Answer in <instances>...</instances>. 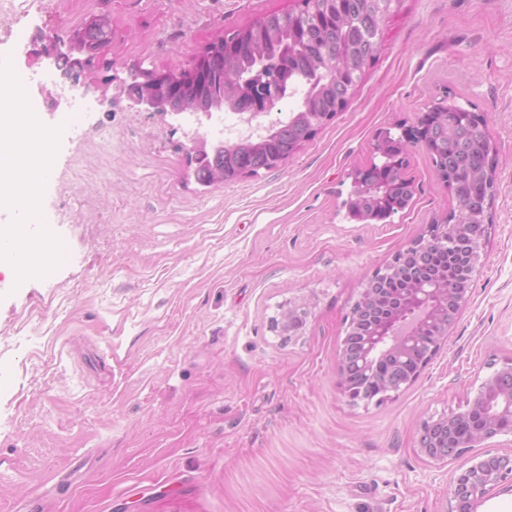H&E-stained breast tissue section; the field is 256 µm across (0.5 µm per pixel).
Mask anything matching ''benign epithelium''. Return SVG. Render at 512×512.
Instances as JSON below:
<instances>
[{"instance_id":"benign-epithelium-1","label":"benign epithelium","mask_w":512,"mask_h":512,"mask_svg":"<svg viewBox=\"0 0 512 512\" xmlns=\"http://www.w3.org/2000/svg\"><path fill=\"white\" fill-rule=\"evenodd\" d=\"M42 49L35 59L42 57L58 61L62 56L54 38L40 36ZM67 55L82 69L95 71L103 64L104 48L89 44L83 30L72 29L65 44ZM196 64L187 68L168 71L138 72L134 79V88L125 84L115 87V94L108 95V88L99 84L85 85V91L99 93V100L117 101L125 98L131 108L153 109L169 112L175 116L190 114L197 121L211 119L212 113L232 107V103L216 104L211 107L180 98L183 85L196 75ZM41 93L52 110L63 104L64 87L53 84L42 87ZM274 135L269 128L265 133L250 132L231 143L208 144L205 137L192 138L189 152L204 154L208 151L223 150L231 153L239 146L249 145L251 140H263ZM483 226L480 224H441L438 234L429 235L410 244L396 255L381 276L395 272L404 261L416 255L420 258L439 247L441 243L452 239L459 245L471 244L469 250V272H474L479 257L480 239ZM468 288H433L422 292L419 284L403 289L396 306L380 313L378 309L383 300V289L365 288L354 303L347 317L348 328L343 347L339 352L337 370L344 394L352 401L359 399L357 390L350 388L353 378L371 379L379 359L391 362L382 382L383 392H395L406 384L400 377V371L410 360L425 365L432 350L421 344L420 328L430 321L450 324L467 300ZM512 417V366L497 371L484 379L478 391L459 413L433 422H426L418 440L421 452L434 462L446 464L461 457L477 444L498 434L512 432L500 426L503 416ZM474 421L472 433L463 439L453 437L454 425L460 419ZM499 490L512 491V452L485 453L471 458L469 463L457 467L450 475L448 495L455 502V512H475V506Z\"/></svg>"}]
</instances>
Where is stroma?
I'll return each instance as SVG.
<instances>
[{
    "label": "stroma",
    "mask_w": 512,
    "mask_h": 512,
    "mask_svg": "<svg viewBox=\"0 0 512 512\" xmlns=\"http://www.w3.org/2000/svg\"><path fill=\"white\" fill-rule=\"evenodd\" d=\"M66 36L112 19L110 77L189 65L216 36L297 0H0ZM347 106L281 166L199 185L192 136L221 122L102 103L38 192L54 271L0 287V512H451L424 422L512 364V0H401ZM487 116L492 222L467 302L418 377L350 402L336 370L368 280L458 203L419 146L384 221L346 219L353 170L381 162L442 91ZM308 305L300 335L270 329Z\"/></svg>",
    "instance_id": "35a3bbf8"
}]
</instances>
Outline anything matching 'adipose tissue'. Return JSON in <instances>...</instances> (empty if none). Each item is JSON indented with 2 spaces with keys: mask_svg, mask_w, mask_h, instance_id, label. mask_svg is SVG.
Wrapping results in <instances>:
<instances>
[{
  "mask_svg": "<svg viewBox=\"0 0 512 512\" xmlns=\"http://www.w3.org/2000/svg\"><path fill=\"white\" fill-rule=\"evenodd\" d=\"M36 121L15 94L8 72L0 70V212L9 216L0 223V272L9 282L41 252L31 228L40 222L37 189L50 173L38 141L26 139Z\"/></svg>",
  "mask_w": 512,
  "mask_h": 512,
  "instance_id": "1",
  "label": "adipose tissue"
}]
</instances>
